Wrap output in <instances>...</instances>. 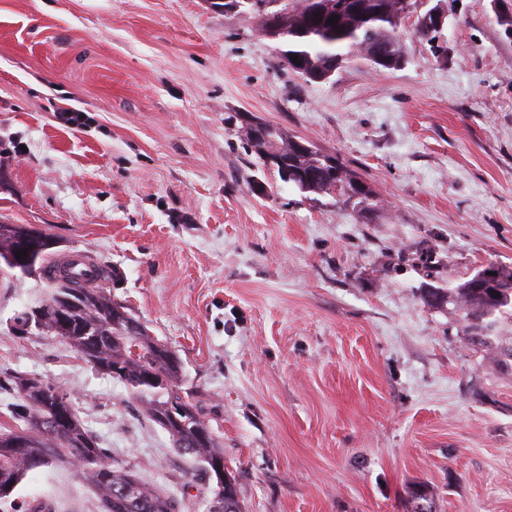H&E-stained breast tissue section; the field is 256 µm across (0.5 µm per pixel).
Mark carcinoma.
Wrapping results in <instances>:
<instances>
[{"instance_id":"1","label":"carcinoma","mask_w":512,"mask_h":512,"mask_svg":"<svg viewBox=\"0 0 512 512\" xmlns=\"http://www.w3.org/2000/svg\"><path fill=\"white\" fill-rule=\"evenodd\" d=\"M324 0H251L242 12L270 28L285 47L282 61L311 82H318L352 59L376 63L374 52L390 56L388 69L399 67L401 41L397 19L399 0H334L331 9ZM336 18L337 25L329 23ZM298 57L293 62L292 57ZM245 139L259 158H274V171L282 182L303 193L330 197L353 205L362 223L372 222L378 206L376 195L359 173L339 158L280 128L265 133L247 126ZM291 178L282 176V170ZM74 278L92 281L113 279V273L81 255L73 267ZM459 313L466 335L480 337L477 349L493 354L503 375L512 374V344L497 341L501 320L512 318V269L496 267L495 279L482 285L471 277L453 288L429 285L421 299L429 305L438 297ZM44 317L56 326L48 333L62 338L79 358L95 371L126 385L148 418L164 430L181 452L199 459L205 471L224 460V448L216 434L209 444L196 446V430H212L205 410L193 393L181 386L179 357L170 364L166 344L146 334H127L121 303L102 288H89L80 299L65 287L50 288L39 302ZM7 382L19 398L13 408V429L0 432V500L10 497L27 474L55 465L77 469L99 496L103 512H180L174 497L145 482L134 467L112 457L80 420L72 398L58 399L60 387L49 379L23 372L8 375ZM180 405L186 414L178 421L167 416L169 406ZM415 512H436L433 493L424 482ZM209 498L225 502L227 512H242L236 479L209 480Z\"/></svg>"}]
</instances>
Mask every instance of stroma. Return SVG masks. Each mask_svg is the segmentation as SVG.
<instances>
[{
  "label": "stroma",
  "instance_id": "obj_1",
  "mask_svg": "<svg viewBox=\"0 0 512 512\" xmlns=\"http://www.w3.org/2000/svg\"><path fill=\"white\" fill-rule=\"evenodd\" d=\"M456 2L441 54L408 20L403 67L311 83L209 0H0V221L112 269L113 299L180 357L244 512H403L420 481L438 512H512V375L420 299L512 266V36L491 0ZM254 120L360 173L374 223L283 183L243 140ZM45 292L0 264V373L62 386L114 457L203 512L196 463L129 389L15 331ZM40 501L102 512L47 467L0 512Z\"/></svg>",
  "mask_w": 512,
  "mask_h": 512
}]
</instances>
